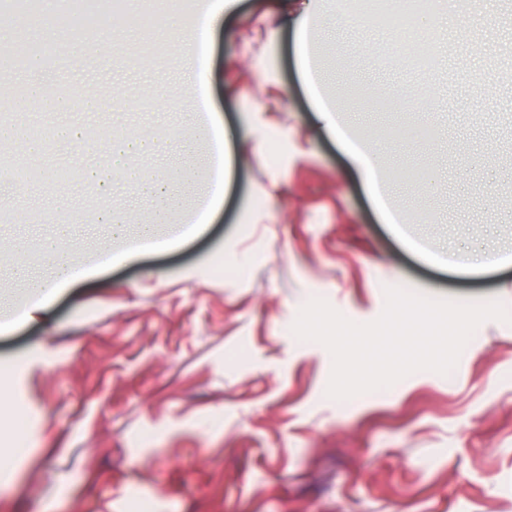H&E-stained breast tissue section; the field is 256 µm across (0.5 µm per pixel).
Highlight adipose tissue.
<instances>
[{
  "instance_id": "obj_1",
  "label": "adipose tissue",
  "mask_w": 512,
  "mask_h": 512,
  "mask_svg": "<svg viewBox=\"0 0 512 512\" xmlns=\"http://www.w3.org/2000/svg\"><path fill=\"white\" fill-rule=\"evenodd\" d=\"M211 33L210 24L200 29L186 27L179 21L173 24L171 37L182 49L184 59L193 62L191 82L196 87L205 86L209 82L207 69L196 65L195 59L198 50L204 47ZM313 116L315 121L331 137L337 138L349 152L358 173L368 186L377 188L380 166L376 150L357 146L345 133L337 111L327 107L323 101H316ZM201 121L210 131L213 143L208 155L205 181H197L196 173L190 167L173 178L162 173L147 172L140 166L139 161L143 156L163 152L169 146L175 147L184 156H192V144L177 133L168 134L163 139L145 133H122L113 136L110 163L83 168L84 182L93 186L103 196L111 194L113 189L111 171H120L124 182L135 187L149 208L147 217L136 223L131 222L124 210L98 209L95 221L109 228L113 240L133 241V248L123 251V258H132L145 250L171 247L201 233L206 220L222 203L224 193L230 185L231 163L237 158L238 153L232 143L223 142L222 132L213 115H202ZM183 187L193 191L203 205L198 222L193 224H183L174 219L179 203V190ZM46 220L55 224L57 231L56 236L43 239L39 243L41 261L49 270L50 286L42 290L40 299L26 305L22 310L21 317L27 321L37 317L56 288L68 284L78 275L75 259L62 247V237L70 225L80 223V216L65 210H57L48 214Z\"/></svg>"
}]
</instances>
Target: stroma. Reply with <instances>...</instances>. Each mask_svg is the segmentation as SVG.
<instances>
[{
    "instance_id": "35a3bbf8",
    "label": "stroma",
    "mask_w": 512,
    "mask_h": 512,
    "mask_svg": "<svg viewBox=\"0 0 512 512\" xmlns=\"http://www.w3.org/2000/svg\"><path fill=\"white\" fill-rule=\"evenodd\" d=\"M278 0H238L205 57L213 108L247 159L205 230L177 247L118 261L62 288L36 322L7 317L38 297L42 272L0 268V512H512V324L483 322L452 376L420 371L387 389L327 397L332 360L291 326L310 298L366 323L387 285L436 296L500 297L512 308V265L444 272L382 222L351 162L311 118L295 35ZM440 18L396 33L376 0H325L353 23L322 25L311 68L344 123L372 140L381 191L397 223L428 249L512 253V0H453ZM22 0H0V82L20 87L9 52L66 43L54 23L18 29ZM111 63L50 62L46 80L127 93L128 112L74 113L88 142L49 140L50 165L105 163L113 133L176 128L210 148L188 112V72L166 26L131 16L107 33ZM429 45L416 57L412 43ZM428 93L415 112L379 103ZM429 129L440 165L422 195L407 171ZM480 166H472L474 157ZM29 160L0 146L17 191L0 249L26 254L52 235L42 214L93 212L83 181L21 183ZM78 257L122 250L104 225L71 226Z\"/></svg>"
}]
</instances>
